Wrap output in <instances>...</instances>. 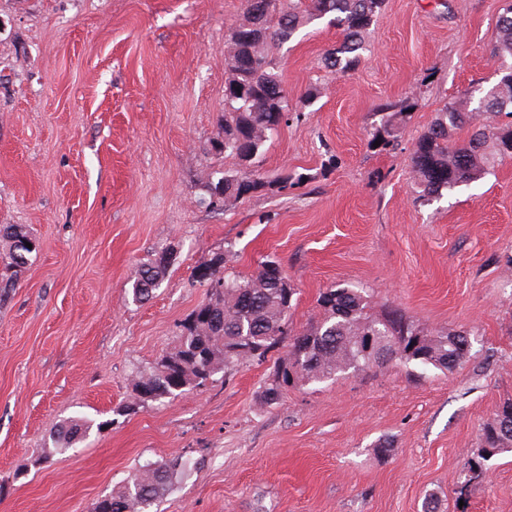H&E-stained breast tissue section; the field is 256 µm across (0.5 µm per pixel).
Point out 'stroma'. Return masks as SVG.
<instances>
[{
  "label": "stroma",
  "instance_id": "stroma-1",
  "mask_svg": "<svg viewBox=\"0 0 512 512\" xmlns=\"http://www.w3.org/2000/svg\"><path fill=\"white\" fill-rule=\"evenodd\" d=\"M512 0H385L360 64L325 69L327 19L267 51L290 116L253 169L215 153L231 31L245 0H0V224L39 251L0 303V512H92L142 466L187 460L158 512H512V453L468 480L482 425L512 401V160L422 203L410 156L446 102L498 81ZM410 100L395 147H369ZM262 192L202 199L222 171ZM173 255L148 303L136 265ZM277 261L300 331L320 294L364 289L422 326L470 333L453 370L398 361L262 404L281 343L174 398L124 407L206 300L198 268ZM74 417L83 442L53 441ZM388 441L389 454L376 451Z\"/></svg>",
  "mask_w": 512,
  "mask_h": 512
}]
</instances>
